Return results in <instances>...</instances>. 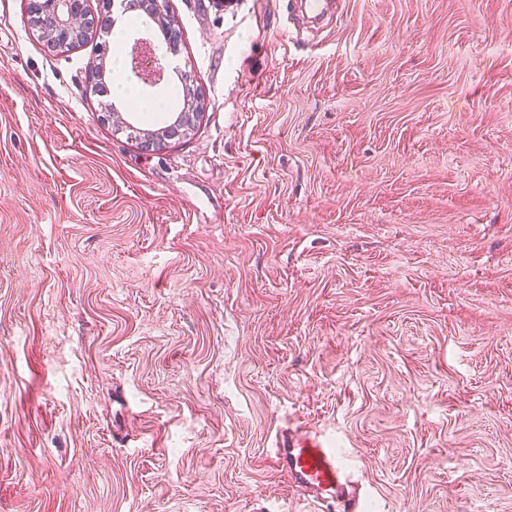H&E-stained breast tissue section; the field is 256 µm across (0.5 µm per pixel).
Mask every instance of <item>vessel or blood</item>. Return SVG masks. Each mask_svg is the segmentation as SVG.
Masks as SVG:
<instances>
[{
  "label": "vessel or blood",
  "instance_id": "obj_1",
  "mask_svg": "<svg viewBox=\"0 0 512 512\" xmlns=\"http://www.w3.org/2000/svg\"><path fill=\"white\" fill-rule=\"evenodd\" d=\"M297 486L310 489L313 499L337 512H360L366 493L360 479L345 464L320 428L302 423L281 436L276 451Z\"/></svg>",
  "mask_w": 512,
  "mask_h": 512
}]
</instances>
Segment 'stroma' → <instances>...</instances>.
<instances>
[{
	"mask_svg": "<svg viewBox=\"0 0 512 512\" xmlns=\"http://www.w3.org/2000/svg\"><path fill=\"white\" fill-rule=\"evenodd\" d=\"M165 3L205 108L147 151L127 18L0 0V512H309L303 422L365 512H512V0ZM26 11L34 19V29L49 46L57 50L62 46L79 45L94 31L89 11L90 0H25ZM60 49L65 53L73 49ZM277 444L279 464L288 469L298 487L312 490L313 499L338 512H359L366 499L356 474L340 463L337 448L320 428L301 423L286 430Z\"/></svg>",
	"mask_w": 512,
	"mask_h": 512,
	"instance_id": "obj_1",
	"label": "stroma"
}]
</instances>
